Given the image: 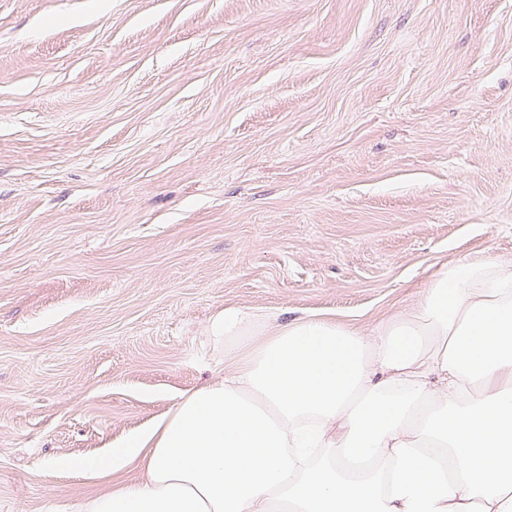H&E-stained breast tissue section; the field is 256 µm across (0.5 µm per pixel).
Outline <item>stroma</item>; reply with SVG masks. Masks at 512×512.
<instances>
[{
  "instance_id": "35a3bbf8",
  "label": "stroma",
  "mask_w": 512,
  "mask_h": 512,
  "mask_svg": "<svg viewBox=\"0 0 512 512\" xmlns=\"http://www.w3.org/2000/svg\"><path fill=\"white\" fill-rule=\"evenodd\" d=\"M512 259V0H0V512L229 369L210 322L369 331Z\"/></svg>"
}]
</instances>
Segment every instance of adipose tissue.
Here are the masks:
<instances>
[{"label":"adipose tissue","mask_w":512,"mask_h":512,"mask_svg":"<svg viewBox=\"0 0 512 512\" xmlns=\"http://www.w3.org/2000/svg\"><path fill=\"white\" fill-rule=\"evenodd\" d=\"M232 365L95 474L142 478L85 512H512V261L460 260L371 332L225 309Z\"/></svg>","instance_id":"obj_1"}]
</instances>
